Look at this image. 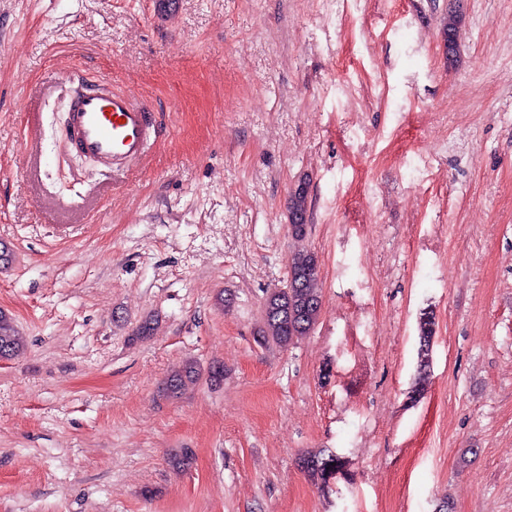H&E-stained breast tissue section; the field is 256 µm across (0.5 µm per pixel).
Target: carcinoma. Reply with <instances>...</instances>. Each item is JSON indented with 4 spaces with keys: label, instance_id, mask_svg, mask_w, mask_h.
<instances>
[{
    "label": "carcinoma",
    "instance_id": "1",
    "mask_svg": "<svg viewBox=\"0 0 512 512\" xmlns=\"http://www.w3.org/2000/svg\"><path fill=\"white\" fill-rule=\"evenodd\" d=\"M463 15L448 12L443 28L445 41L450 43L451 58L457 61L459 32ZM309 182L302 180L291 191L288 202V221L292 237L301 240L309 228L310 209L308 205ZM322 308V290L319 278L317 256L309 250H297L288 258V284L276 288L266 295L264 301L263 326L258 331L257 342L261 345L276 344L288 347L307 336L318 322ZM24 348L23 337L13 325L12 319L0 311V358L9 359ZM200 377V369L192 362L184 363L171 372L165 383L167 394L176 396ZM340 461L335 452L327 449L320 455L303 459V467L314 475L325 476Z\"/></svg>",
    "mask_w": 512,
    "mask_h": 512
}]
</instances>
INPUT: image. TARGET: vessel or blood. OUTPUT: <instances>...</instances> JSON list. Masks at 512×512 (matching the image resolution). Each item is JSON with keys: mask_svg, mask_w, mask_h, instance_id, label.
Instances as JSON below:
<instances>
[{"mask_svg": "<svg viewBox=\"0 0 512 512\" xmlns=\"http://www.w3.org/2000/svg\"><path fill=\"white\" fill-rule=\"evenodd\" d=\"M68 122L74 147L112 170L139 162L161 135L146 104L105 88L77 97Z\"/></svg>", "mask_w": 512, "mask_h": 512, "instance_id": "b4317fda", "label": "vessel or blood"}]
</instances>
